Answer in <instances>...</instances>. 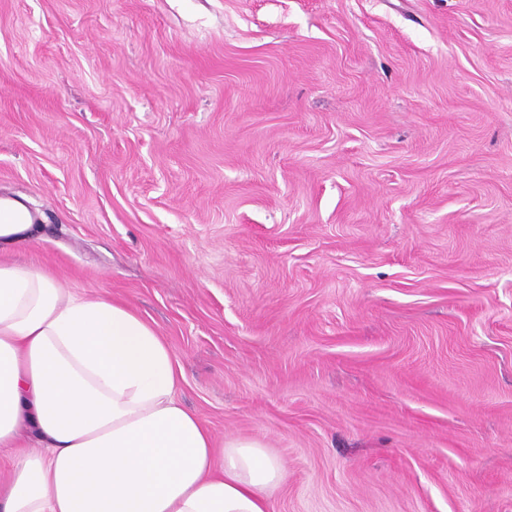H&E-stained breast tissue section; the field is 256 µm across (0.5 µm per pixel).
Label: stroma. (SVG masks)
Instances as JSON below:
<instances>
[{"label":"stroma","instance_id":"obj_1","mask_svg":"<svg viewBox=\"0 0 512 512\" xmlns=\"http://www.w3.org/2000/svg\"><path fill=\"white\" fill-rule=\"evenodd\" d=\"M5 196L270 512H512V0H0Z\"/></svg>","mask_w":512,"mask_h":512}]
</instances>
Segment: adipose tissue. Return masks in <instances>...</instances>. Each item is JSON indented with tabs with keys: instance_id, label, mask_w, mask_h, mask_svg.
I'll return each instance as SVG.
<instances>
[{
	"instance_id": "obj_1",
	"label": "adipose tissue",
	"mask_w": 512,
	"mask_h": 512,
	"mask_svg": "<svg viewBox=\"0 0 512 512\" xmlns=\"http://www.w3.org/2000/svg\"><path fill=\"white\" fill-rule=\"evenodd\" d=\"M182 379L129 304L0 262V512H269L285 462L216 441Z\"/></svg>"
}]
</instances>
